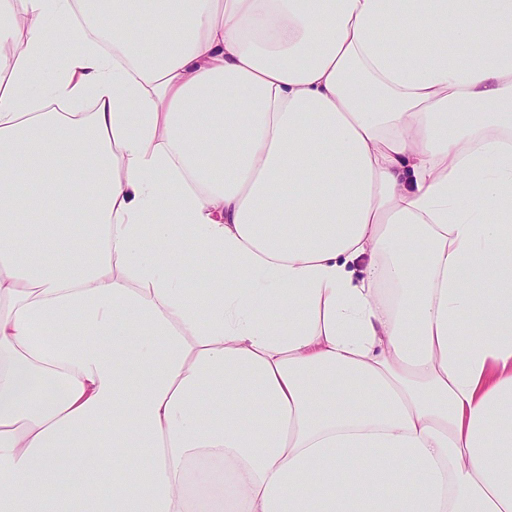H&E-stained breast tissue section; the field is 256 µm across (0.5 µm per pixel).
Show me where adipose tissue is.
I'll return each instance as SVG.
<instances>
[{"label": "adipose tissue", "mask_w": 512, "mask_h": 512, "mask_svg": "<svg viewBox=\"0 0 512 512\" xmlns=\"http://www.w3.org/2000/svg\"><path fill=\"white\" fill-rule=\"evenodd\" d=\"M0 512H512V0H0Z\"/></svg>", "instance_id": "1"}]
</instances>
